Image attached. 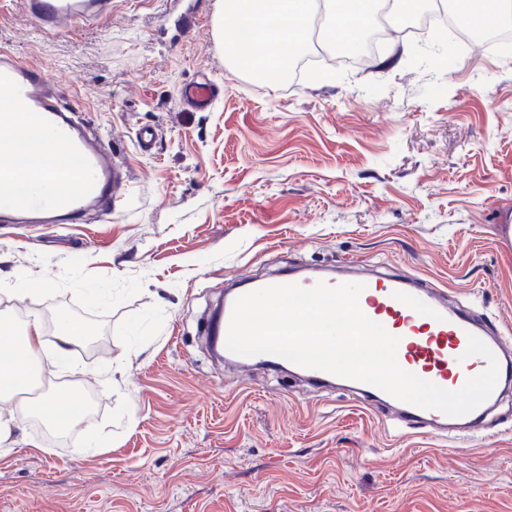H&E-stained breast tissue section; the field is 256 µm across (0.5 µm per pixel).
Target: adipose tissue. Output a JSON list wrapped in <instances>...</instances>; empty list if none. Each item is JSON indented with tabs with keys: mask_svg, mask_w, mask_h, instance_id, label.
Listing matches in <instances>:
<instances>
[{
	"mask_svg": "<svg viewBox=\"0 0 512 512\" xmlns=\"http://www.w3.org/2000/svg\"><path fill=\"white\" fill-rule=\"evenodd\" d=\"M372 0H224L225 23L220 24V39L227 58L253 77L272 84L278 81L280 53L266 49L264 17L275 11L282 15L284 28L281 38L289 51L301 49L310 30L315 13L328 18V32L334 38L347 39L356 34L370 18ZM14 119L13 145L0 151V160L10 159L16 171L12 191L19 196L29 195L34 187L27 174L32 170H51L53 179L38 187L44 193H63L74 190L68 174L75 163L70 155L53 144L50 134L32 126L19 106H11ZM42 348L39 322L14 328L0 321V403L15 406L21 411H36L48 425L61 428L65 424L79 426V419L64 421L60 401H79V388L70 387L54 393L38 403L25 397L38 367Z\"/></svg>",
	"mask_w": 512,
	"mask_h": 512,
	"instance_id": "1",
	"label": "adipose tissue"
}]
</instances>
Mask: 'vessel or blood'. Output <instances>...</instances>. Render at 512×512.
Returning a JSON list of instances; mask_svg holds the SVG:
<instances>
[{"mask_svg":"<svg viewBox=\"0 0 512 512\" xmlns=\"http://www.w3.org/2000/svg\"><path fill=\"white\" fill-rule=\"evenodd\" d=\"M24 6L48 30L64 24L79 27L112 15V0H24ZM0 89L22 108L31 124L49 131L57 146L79 160L70 174L77 184L75 191L34 193L24 198L8 192L13 168L1 163L0 222L74 224L91 212L102 217L111 214L128 190L129 171L114 159L102 137L89 134L86 120L79 117L63 89L46 79L39 66L2 48ZM182 100L194 110H208L215 101V87L207 79L194 82L185 87ZM356 280L364 286L359 297L362 311L398 337L397 362L402 369L441 388L458 389L472 369L487 366L485 357L464 354L468 338L473 335L493 352L499 380L512 378V338L492 335L484 321L443 300L437 287L397 274L380 277L364 273ZM483 413L479 407L455 418L407 403L400 417L438 434L458 422L481 431Z\"/></svg>","mask_w":512,"mask_h":512,"instance_id":"obj_1","label":"vessel or blood"}]
</instances>
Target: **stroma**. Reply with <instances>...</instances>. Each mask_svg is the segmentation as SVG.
<instances>
[{"mask_svg":"<svg viewBox=\"0 0 512 512\" xmlns=\"http://www.w3.org/2000/svg\"><path fill=\"white\" fill-rule=\"evenodd\" d=\"M224 0H115L44 32L0 0V46L76 88L130 172L111 217L0 224V316L39 319L47 391L95 413L50 439L0 403V512H512V388L487 437L383 422L347 390L217 360L206 320L229 280L354 260L412 274L512 331V51L438 59L434 36L383 61L261 85L225 58ZM194 11L197 23L179 27ZM216 86L207 111L180 87ZM158 139L141 151L136 134ZM68 314L96 350L55 356Z\"/></svg>","mask_w":512,"mask_h":512,"instance_id":"35a3bbf8","label":"stroma"}]
</instances>
